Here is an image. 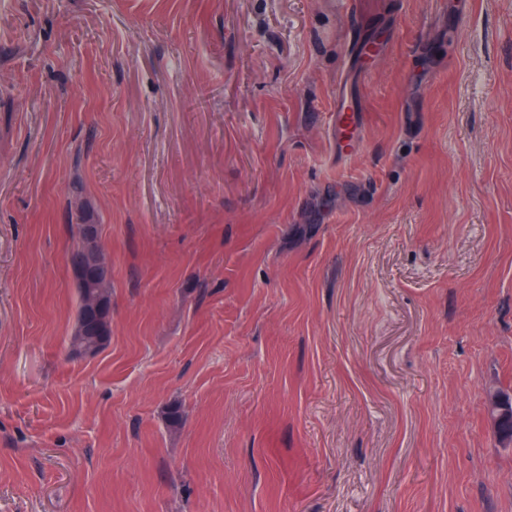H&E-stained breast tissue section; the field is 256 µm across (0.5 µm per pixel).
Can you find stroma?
Segmentation results:
<instances>
[{
    "label": "stroma",
    "mask_w": 512,
    "mask_h": 512,
    "mask_svg": "<svg viewBox=\"0 0 512 512\" xmlns=\"http://www.w3.org/2000/svg\"><path fill=\"white\" fill-rule=\"evenodd\" d=\"M498 387L512 0H0V512H512ZM353 98V91L348 84L340 83L336 86L335 102L329 115V134L339 158L348 156V143L357 134L362 121V114L352 102ZM348 133L351 135L350 140L346 139ZM77 283L78 315L74 333L71 336L72 349L80 354H96L109 341L112 333L111 312L106 321L96 319L90 299L97 300L100 316L108 315L112 309V279L91 286L84 282Z\"/></svg>",
    "instance_id": "stroma-1"
}]
</instances>
